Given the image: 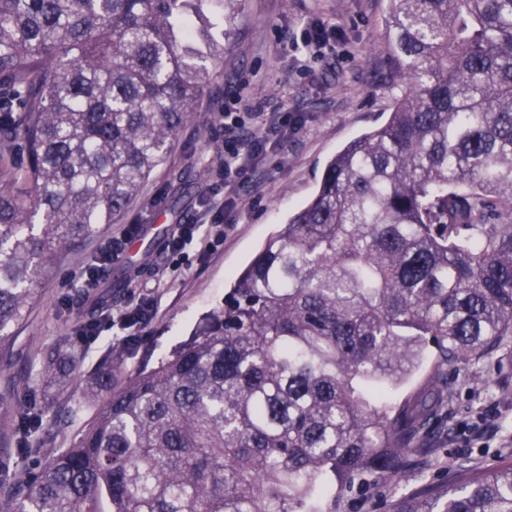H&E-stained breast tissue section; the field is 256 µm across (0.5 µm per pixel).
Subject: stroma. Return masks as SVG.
<instances>
[{
	"mask_svg": "<svg viewBox=\"0 0 512 512\" xmlns=\"http://www.w3.org/2000/svg\"><path fill=\"white\" fill-rule=\"evenodd\" d=\"M387 7V0H246L194 122L179 131L166 160L113 223L57 264L0 352L1 466L18 472L28 464L10 416L25 398L48 409L29 445L41 446L47 456L70 447L95 409L88 373L107 357L122 379L158 366L223 308L235 275L312 199L327 162L386 120L403 83L386 50ZM312 20L336 33L321 55L306 58L298 44ZM243 87L258 111H290L300 123L257 162L237 205L224 216L223 244L202 259L191 249L170 260L163 248L175 226L195 220L217 188L214 169L224 151L218 118ZM125 224L140 230L112 262L111 276L82 288V267ZM146 297L155 301V317L140 339L126 341L124 330L104 315ZM92 318L99 322L98 336L79 339L77 327ZM58 347L78 353L83 367L56 382L42 377L41 365L43 353ZM511 372L508 339L492 355L449 374L452 401L419 437L421 454L398 478L338 493L336 512H393L425 485L455 482L460 467L511 462L512 384L503 381ZM72 408L80 411L72 424L56 422V415Z\"/></svg>",
	"mask_w": 512,
	"mask_h": 512,
	"instance_id": "35a3bbf8",
	"label": "stroma"
}]
</instances>
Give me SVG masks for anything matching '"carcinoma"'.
Instances as JSON below:
<instances>
[{
  "mask_svg": "<svg viewBox=\"0 0 512 512\" xmlns=\"http://www.w3.org/2000/svg\"><path fill=\"white\" fill-rule=\"evenodd\" d=\"M243 2L0 0V348L166 160ZM387 2L388 119L168 359L91 374L75 444L24 449L0 512H336V488L405 471L443 377L512 336V0ZM461 472L396 512H512V463Z\"/></svg>",
  "mask_w": 512,
  "mask_h": 512,
  "instance_id": "cac0c4a2",
  "label": "carcinoma"
}]
</instances>
